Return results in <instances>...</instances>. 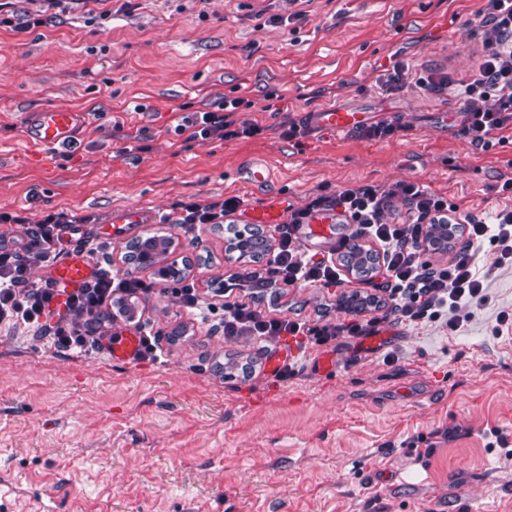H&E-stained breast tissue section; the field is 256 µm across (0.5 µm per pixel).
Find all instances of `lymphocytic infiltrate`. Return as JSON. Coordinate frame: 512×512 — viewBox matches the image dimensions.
<instances>
[{"label":"lymphocytic infiltrate","instance_id":"f902f5d3","mask_svg":"<svg viewBox=\"0 0 512 512\" xmlns=\"http://www.w3.org/2000/svg\"><path fill=\"white\" fill-rule=\"evenodd\" d=\"M477 36L482 54L467 79L437 76L413 70L405 61H394L378 79L380 89L399 91L413 87L427 96L453 98L464 120L462 132L483 147L505 142L512 137V0H484ZM176 130L188 140L227 141L263 134L264 128L248 118H238L233 108L195 111L179 116ZM403 213L393 214L395 204ZM242 205L237 197L221 202L189 201L179 205L175 224L191 230L201 224H223L226 216ZM324 210L336 211L351 234L336 241L333 259L314 258L300 251L295 233L310 217ZM81 216L64 211L47 212L39 224L28 228L21 249L0 244V324H25L39 328L63 351L86 346L92 334L90 325L102 314L105 304H119L124 296L138 292L135 279H118L101 274L84 288L61 296L51 282L30 281L31 262L53 263L65 251L63 233ZM450 226L455 237L465 243L455 249L448 261L434 264L426 255L433 249L431 237L437 225ZM376 243L371 251L373 272L382 274L392 308L401 319L421 323L439 316L442 309L459 302L480 307L487 300L485 277L478 268V253L484 243L499 248L500 265L512 266V205L482 216L460 210L447 196L434 192L416 181H399L391 186H346L333 193L315 194L308 205L294 211L282 227L273 256L264 270L245 271L239 282L257 288H280L295 284L318 283L331 288L341 282L340 263L351 256L359 239ZM87 319L83 325L54 321L57 301ZM222 328L228 336H308L323 344L338 336H360L366 331L360 315L362 306L349 309L342 322L282 320L242 303L222 307Z\"/></svg>","mask_w":512,"mask_h":512}]
</instances>
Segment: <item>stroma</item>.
<instances>
[{
    "label": "stroma",
    "mask_w": 512,
    "mask_h": 512,
    "mask_svg": "<svg viewBox=\"0 0 512 512\" xmlns=\"http://www.w3.org/2000/svg\"><path fill=\"white\" fill-rule=\"evenodd\" d=\"M482 0H312L286 24L290 0H132L91 20L87 0H66L44 26H0V212L23 238L45 211L84 216L70 245L105 242L108 269L141 280L125 316L99 323L97 344L63 352L27 326L0 324V512H512V454L489 447V430L512 435V267L484 244L488 299L450 330L411 324L381 308L374 335L323 345L300 336H225L188 313L154 269L129 263L138 239L159 232L185 260V280L215 306L258 303L286 320L344 319L339 303L374 293L349 273L254 297L235 286L253 264L233 258L227 227L186 232L163 223L189 199L237 195L230 225L277 207L281 222L317 190L354 182L419 181L461 209L493 211L512 142L481 151L458 132L451 100L407 89L378 93L391 56L461 77L481 49ZM284 94L282 112L245 110L264 135L182 142L174 111L241 97ZM349 106L400 125L388 141L360 131H310L288 140L279 125ZM83 113L72 148L30 143L28 113ZM148 130L143 150L133 137ZM260 164L271 180H247ZM118 205L158 216L112 232ZM280 224L263 225L276 242ZM144 329L153 352L112 360L108 338ZM295 363L283 379L267 362ZM332 370H324L323 359ZM452 440H445V433Z\"/></svg>",
    "instance_id": "35a3bbf8"
}]
</instances>
